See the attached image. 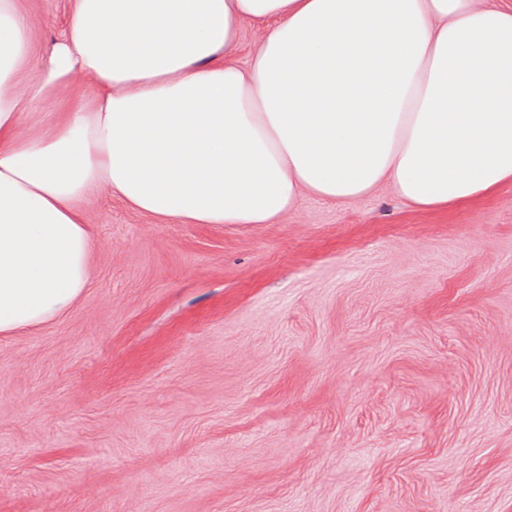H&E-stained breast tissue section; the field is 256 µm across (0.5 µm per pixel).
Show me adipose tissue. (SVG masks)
<instances>
[{"label":"adipose tissue","instance_id":"obj_1","mask_svg":"<svg viewBox=\"0 0 512 512\" xmlns=\"http://www.w3.org/2000/svg\"><path fill=\"white\" fill-rule=\"evenodd\" d=\"M247 20L266 29L238 66ZM510 182L512 4L72 0L44 45L0 0L1 336L84 296L102 191L165 223L269 224L305 194L433 210Z\"/></svg>","mask_w":512,"mask_h":512}]
</instances>
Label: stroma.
Masks as SVG:
<instances>
[{"instance_id": "1", "label": "stroma", "mask_w": 512, "mask_h": 512, "mask_svg": "<svg viewBox=\"0 0 512 512\" xmlns=\"http://www.w3.org/2000/svg\"><path fill=\"white\" fill-rule=\"evenodd\" d=\"M86 214L84 297L0 336V512H512V183Z\"/></svg>"}]
</instances>
